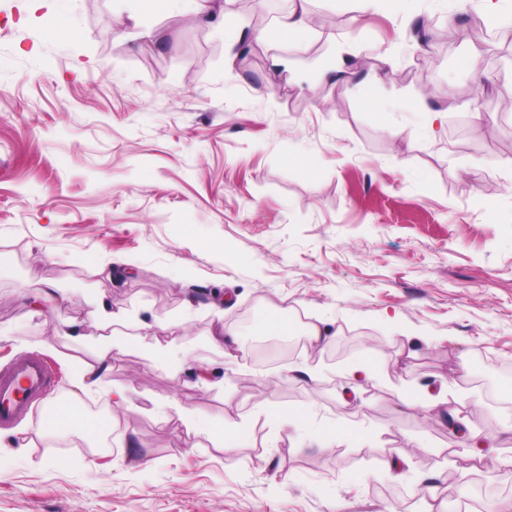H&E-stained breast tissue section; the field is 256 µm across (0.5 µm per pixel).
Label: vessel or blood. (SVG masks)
<instances>
[{
	"label": "vessel or blood",
	"instance_id": "1",
	"mask_svg": "<svg viewBox=\"0 0 512 512\" xmlns=\"http://www.w3.org/2000/svg\"><path fill=\"white\" fill-rule=\"evenodd\" d=\"M55 381L51 364L37 356L0 369V426L26 415Z\"/></svg>",
	"mask_w": 512,
	"mask_h": 512
}]
</instances>
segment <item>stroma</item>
<instances>
[{
    "label": "stroma",
    "mask_w": 512,
    "mask_h": 512,
    "mask_svg": "<svg viewBox=\"0 0 512 512\" xmlns=\"http://www.w3.org/2000/svg\"><path fill=\"white\" fill-rule=\"evenodd\" d=\"M52 8L0 0V367H60L0 430V512H423L430 484L445 512H512V112L471 151L448 137L479 109L472 70L491 103L512 60L438 43L452 17L496 37L507 6L310 0L329 24L293 40L230 2L251 48L232 63L218 21L153 0H74L64 36ZM339 62L368 90L324 79ZM101 304L116 321H89ZM284 312L329 345L250 361ZM114 340L107 387L81 391ZM113 391L114 450L38 418ZM407 392L447 396L484 459Z\"/></svg>",
    "instance_id": "stroma-1"
}]
</instances>
